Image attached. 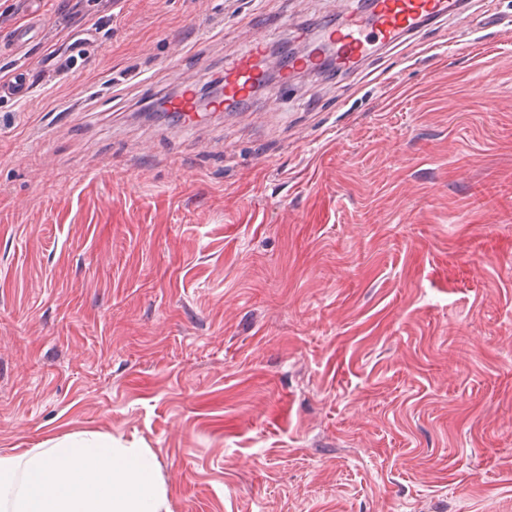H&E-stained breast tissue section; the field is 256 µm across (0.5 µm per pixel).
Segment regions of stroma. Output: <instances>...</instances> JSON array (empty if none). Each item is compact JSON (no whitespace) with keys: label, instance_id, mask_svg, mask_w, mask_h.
I'll return each mask as SVG.
<instances>
[{"label":"stroma","instance_id":"obj_1","mask_svg":"<svg viewBox=\"0 0 512 512\" xmlns=\"http://www.w3.org/2000/svg\"><path fill=\"white\" fill-rule=\"evenodd\" d=\"M45 10L0 101V450L152 449L170 512H512V0L191 134L142 113L323 0ZM31 91L25 70H16L9 79L0 81V99L22 103L28 99Z\"/></svg>","mask_w":512,"mask_h":512}]
</instances>
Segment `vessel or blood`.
Here are the masks:
<instances>
[{
  "instance_id": "b4317fda",
  "label": "vessel or blood",
  "mask_w": 512,
  "mask_h": 512,
  "mask_svg": "<svg viewBox=\"0 0 512 512\" xmlns=\"http://www.w3.org/2000/svg\"><path fill=\"white\" fill-rule=\"evenodd\" d=\"M375 14L370 20L351 17L350 21L334 33L339 42L346 67H354L370 54L373 47L396 49L402 40L416 33L420 24L428 19L439 20L447 17L454 9L452 0H376ZM47 20L44 0H33V7L27 18L15 28L12 43L23 46L36 33L41 32ZM269 41V32L262 27H251L250 35L224 81V98L231 101L248 96L261 78L257 66L264 56ZM31 93L26 71L17 70L6 80L0 81V99L24 102ZM171 108L181 117L185 132H192L198 122L195 112L196 101L190 86H180L179 92L170 100Z\"/></svg>"
}]
</instances>
